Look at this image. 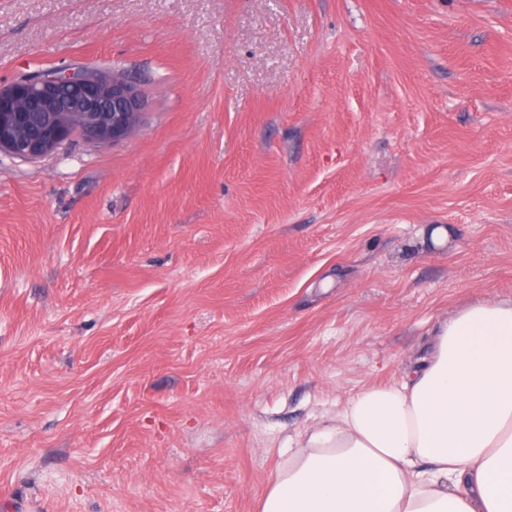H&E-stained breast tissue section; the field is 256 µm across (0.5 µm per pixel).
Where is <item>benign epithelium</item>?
<instances>
[{"mask_svg":"<svg viewBox=\"0 0 512 512\" xmlns=\"http://www.w3.org/2000/svg\"><path fill=\"white\" fill-rule=\"evenodd\" d=\"M148 107L141 85L111 68L64 69L40 79L0 84V152L39 159L69 144V112H83L81 137L108 144L126 138Z\"/></svg>","mask_w":512,"mask_h":512,"instance_id":"benign-epithelium-1","label":"benign epithelium"}]
</instances>
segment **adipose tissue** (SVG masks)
<instances>
[{
  "mask_svg": "<svg viewBox=\"0 0 512 512\" xmlns=\"http://www.w3.org/2000/svg\"><path fill=\"white\" fill-rule=\"evenodd\" d=\"M261 512H512V300L443 318L403 381L299 435Z\"/></svg>",
  "mask_w": 512,
  "mask_h": 512,
  "instance_id": "1",
  "label": "adipose tissue"
}]
</instances>
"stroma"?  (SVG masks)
I'll list each match as a JSON object with an SVG mask.
<instances>
[{"label":"stroma","mask_w":512,"mask_h":512,"mask_svg":"<svg viewBox=\"0 0 512 512\" xmlns=\"http://www.w3.org/2000/svg\"><path fill=\"white\" fill-rule=\"evenodd\" d=\"M61 65L148 110L0 152V512H260L289 439L512 299V0H0V84Z\"/></svg>","instance_id":"35a3bbf8"}]
</instances>
